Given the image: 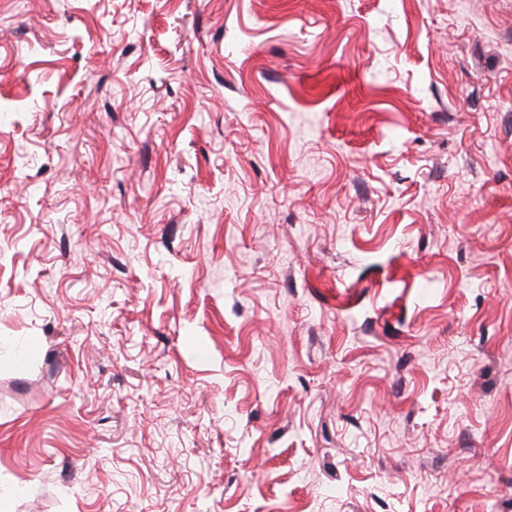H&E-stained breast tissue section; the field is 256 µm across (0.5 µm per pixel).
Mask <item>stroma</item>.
<instances>
[{"label":"stroma","instance_id":"stroma-1","mask_svg":"<svg viewBox=\"0 0 512 512\" xmlns=\"http://www.w3.org/2000/svg\"><path fill=\"white\" fill-rule=\"evenodd\" d=\"M12 512H512V0H0Z\"/></svg>","mask_w":512,"mask_h":512}]
</instances>
